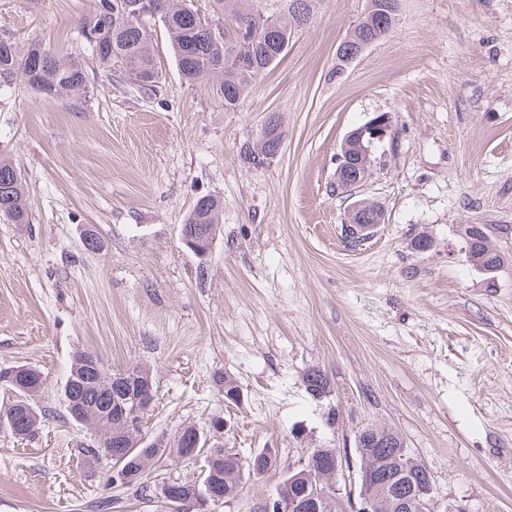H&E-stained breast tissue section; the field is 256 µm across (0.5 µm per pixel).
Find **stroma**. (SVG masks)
Segmentation results:
<instances>
[{"instance_id": "1", "label": "stroma", "mask_w": 512, "mask_h": 512, "mask_svg": "<svg viewBox=\"0 0 512 512\" xmlns=\"http://www.w3.org/2000/svg\"><path fill=\"white\" fill-rule=\"evenodd\" d=\"M99 7L0 0V39L78 56L87 75L64 98L0 90V157L30 218L0 221V368H38L46 411L33 437L0 428V512H170L83 455L95 432L66 419L62 389L85 351L151 366L143 434L220 416L212 444L240 455L268 448L284 469L334 448L355 467L356 432L384 426L426 463L439 507L512 512V0H401L392 33L341 71L367 0H322L230 111L182 80L160 25L155 90L102 70L85 39ZM273 113L281 152L248 169L239 150ZM381 113L391 132L355 197L386 221L352 249L335 159ZM204 195L223 213L202 259L179 229ZM470 224L507 257L494 273L466 256ZM89 229L101 249H84ZM314 367L321 397L302 381ZM219 372L241 404L226 407Z\"/></svg>"}]
</instances>
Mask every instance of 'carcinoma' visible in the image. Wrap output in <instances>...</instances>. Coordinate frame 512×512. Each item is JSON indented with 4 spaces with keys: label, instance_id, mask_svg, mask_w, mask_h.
<instances>
[{
    "label": "carcinoma",
    "instance_id": "obj_1",
    "mask_svg": "<svg viewBox=\"0 0 512 512\" xmlns=\"http://www.w3.org/2000/svg\"><path fill=\"white\" fill-rule=\"evenodd\" d=\"M136 0H103L100 9L89 23L87 41L92 45L100 66L112 69L116 66L125 70L145 90L155 87L161 76V68L152 52L151 18L131 23L125 17L122 6ZM297 4L296 10L285 6L276 15H266L253 7L241 6V0H215L224 11V38L213 37L210 30L196 24L192 8L187 0H163L158 13L164 29L169 35L173 57L183 79L199 86L212 84L224 98V106L233 109L248 92L258 77L269 66V57L276 56L280 62L283 55L274 46L249 49L241 44L235 34L243 23L264 19L275 23L282 35H291L304 23L312 11V0H286ZM25 84L47 97H63L86 89V76L82 61L77 56L60 57L41 44L32 42L22 50L13 45L11 52H0V89ZM281 120L270 115L262 134L269 137V143L282 141ZM0 201L8 205L9 214L0 212V220L9 224L29 223L24 185L17 169L9 160H0ZM223 205L211 197L206 208L189 212L186 223L195 227L214 226L219 231ZM468 259L482 268L496 270L504 263V256L491 244L488 229L483 224H471L465 228ZM100 358L89 352L75 355L70 374L63 387V397L68 416L75 422L86 424L93 421L97 439L85 452L93 457H107L110 450L126 445L124 462L120 466L119 486L135 488L146 493L151 488L152 468L161 460L184 461L190 454L193 437L201 435L200 445L206 443V432L215 427L219 418L214 417L204 427L189 425L182 434L172 440L148 439L142 431L129 436L124 432L123 417L117 410V403L138 395L137 389L124 384V390L110 392L99 382L95 365ZM11 373L7 380H0V390L8 397L4 412L14 414L20 421V428L13 436L24 439L36 434L39 429L42 410L39 399L44 382L41 372L27 364L0 369ZM305 389L313 396L327 392L330 382L327 375L316 368L303 377ZM385 444L372 445L367 439L374 438L373 431L360 430L354 443L357 451L367 450L370 455L382 453L387 448H396L400 438L381 431ZM208 459L206 477L219 484L231 482L230 488L242 491L245 484L265 477L277 468L276 458L271 451L260 457L252 453L242 459L228 454L222 447H215L206 455Z\"/></svg>",
    "mask_w": 512,
    "mask_h": 512
}]
</instances>
